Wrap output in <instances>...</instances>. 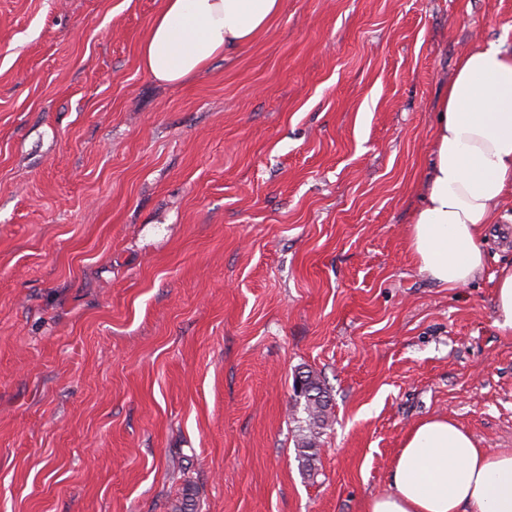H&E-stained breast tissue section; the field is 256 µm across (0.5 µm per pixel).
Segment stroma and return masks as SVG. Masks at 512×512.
Segmentation results:
<instances>
[{
  "label": "stroma",
  "mask_w": 512,
  "mask_h": 512,
  "mask_svg": "<svg viewBox=\"0 0 512 512\" xmlns=\"http://www.w3.org/2000/svg\"><path fill=\"white\" fill-rule=\"evenodd\" d=\"M160 6L0 0V512H363L421 419L512 448L491 285L407 237L440 87L512 0H283L169 86ZM300 381L304 384L303 391L302 393L298 392L296 383L294 394L298 398H304L303 411L307 415L305 418L307 434L303 435L300 447L303 460L310 465L309 462L316 455V439L320 433L317 430L322 429L329 418V397L320 381L309 373Z\"/></svg>",
  "instance_id": "1"
}]
</instances>
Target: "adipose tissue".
I'll return each mask as SVG.
<instances>
[{"label": "adipose tissue", "instance_id": "ef3b65f1", "mask_svg": "<svg viewBox=\"0 0 512 512\" xmlns=\"http://www.w3.org/2000/svg\"><path fill=\"white\" fill-rule=\"evenodd\" d=\"M282 0H162L140 44L142 70L180 84L249 45ZM432 162L408 227L420 273L463 288L485 273L483 241L512 199V48L478 44L458 57L432 127ZM488 274V273H485ZM495 323L512 335V265L488 274ZM364 512H512V448L479 447L448 417L415 423L392 460L388 489Z\"/></svg>", "mask_w": 512, "mask_h": 512}]
</instances>
